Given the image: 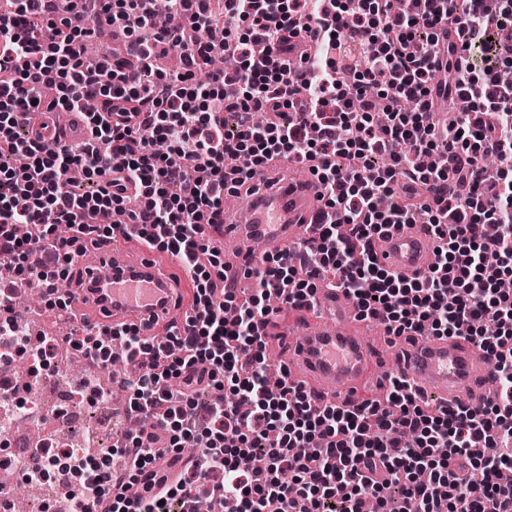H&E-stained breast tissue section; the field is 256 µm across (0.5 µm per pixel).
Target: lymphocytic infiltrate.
<instances>
[{"mask_svg":"<svg viewBox=\"0 0 512 512\" xmlns=\"http://www.w3.org/2000/svg\"><path fill=\"white\" fill-rule=\"evenodd\" d=\"M14 0L0 12V263L57 293L54 269L110 241L112 213L193 285L182 327L153 348L110 328L73 343L97 363L113 341L136 363L128 412L151 418L121 445L90 446L65 485L73 512H191L216 485L224 512H512V0ZM125 41L89 60L104 25ZM177 52L176 72L156 68ZM470 102L444 125L435 103ZM383 101L390 121L375 134ZM75 112L88 137H33L41 112ZM309 162L326 215L291 256L224 283V194L251 197L273 159ZM81 170L93 191L77 193ZM468 184L467 197L456 194ZM436 188L433 197L417 194ZM422 225L436 258L420 278L379 264L372 240ZM334 283L360 317L396 336H463L492 359L478 407L437 408L385 374V401L320 404L266 369L265 329ZM191 449L175 477L158 462ZM102 466L86 472V461Z\"/></svg>","mask_w":512,"mask_h":512,"instance_id":"f902f5d3","label":"lymphocytic infiltrate"}]
</instances>
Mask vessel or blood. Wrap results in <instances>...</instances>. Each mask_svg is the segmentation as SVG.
<instances>
[{"label":"vessel or blood","instance_id":"obj_1","mask_svg":"<svg viewBox=\"0 0 512 512\" xmlns=\"http://www.w3.org/2000/svg\"><path fill=\"white\" fill-rule=\"evenodd\" d=\"M318 190L310 177L263 181L250 199L249 223H237L232 211H225L227 281L242 278L246 265H261L266 255L294 250L312 237L320 209ZM133 232V226L122 227L99 258L80 259L84 286L77 291L75 310L92 328L129 326L147 336H161L168 317L178 309L180 289L148 250L131 247ZM374 250L380 264L407 277L424 275L434 260L433 243L408 227L376 240ZM314 317L335 318L334 329L311 328ZM365 325L342 291L317 289L299 320L280 332L288 345L289 370L303 375L304 387L313 396L332 403L358 401L365 381L381 371L396 373L444 407L486 403L496 384L495 370L474 342L416 336L392 356L370 349L361 337Z\"/></svg>","mask_w":512,"mask_h":512}]
</instances>
